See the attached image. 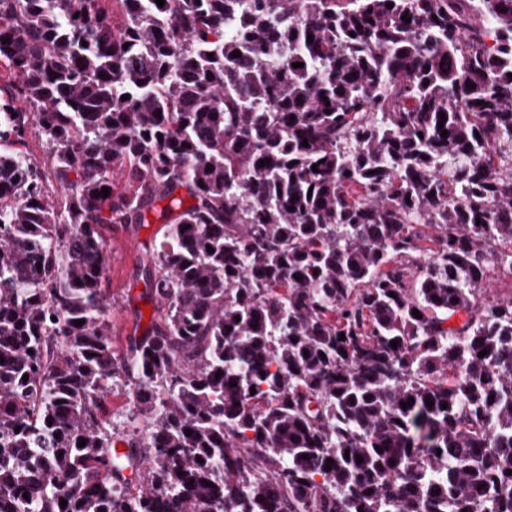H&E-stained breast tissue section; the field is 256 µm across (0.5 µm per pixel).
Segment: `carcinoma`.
<instances>
[{
	"label": "carcinoma",
	"mask_w": 512,
	"mask_h": 512,
	"mask_svg": "<svg viewBox=\"0 0 512 512\" xmlns=\"http://www.w3.org/2000/svg\"><path fill=\"white\" fill-rule=\"evenodd\" d=\"M104 2L0 0V512H512V0ZM27 155L34 164L40 169L49 171L50 158L45 140L38 135L36 130H32L27 137ZM149 220L151 224H104L101 230L108 252L102 288L110 306L112 347L117 355L126 351L135 337L143 336L156 310L154 301L145 294L146 286L139 272L149 261L163 232V224ZM141 304L150 305L149 319L140 308ZM142 323L146 326L142 327ZM114 381L115 384L112 386V392L104 395L102 410L106 419L111 418L120 424L125 422L129 416L130 398L132 396L130 386L124 382L123 375L120 378H115Z\"/></svg>",
	"instance_id": "obj_1"
}]
</instances>
